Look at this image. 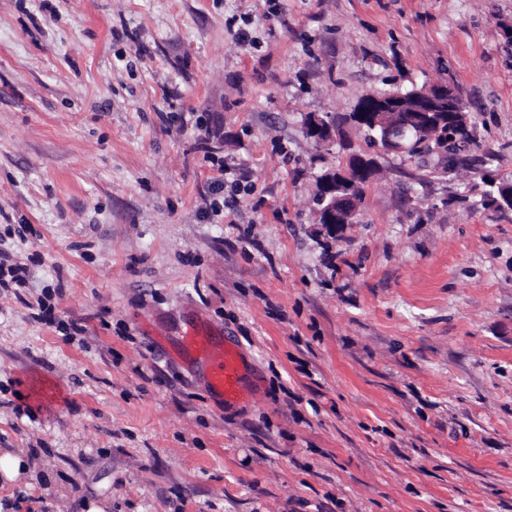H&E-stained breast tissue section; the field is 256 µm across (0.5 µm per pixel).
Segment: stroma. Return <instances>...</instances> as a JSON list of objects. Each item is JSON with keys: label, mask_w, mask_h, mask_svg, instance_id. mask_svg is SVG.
<instances>
[{"label": "stroma", "mask_w": 512, "mask_h": 512, "mask_svg": "<svg viewBox=\"0 0 512 512\" xmlns=\"http://www.w3.org/2000/svg\"><path fill=\"white\" fill-rule=\"evenodd\" d=\"M441 83L479 168L306 133ZM366 150L329 235L316 181ZM485 176L512 180V0H0V261L28 270L0 288V454L41 472L0 512H512ZM193 324L244 348L242 407L179 359Z\"/></svg>", "instance_id": "obj_1"}]
</instances>
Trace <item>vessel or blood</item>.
Here are the masks:
<instances>
[{
  "mask_svg": "<svg viewBox=\"0 0 512 512\" xmlns=\"http://www.w3.org/2000/svg\"><path fill=\"white\" fill-rule=\"evenodd\" d=\"M179 349L204 371L211 393L225 406L245 402L249 365L237 342L217 338L206 329L192 326L180 337Z\"/></svg>",
  "mask_w": 512,
  "mask_h": 512,
  "instance_id": "1",
  "label": "vessel or blood"
}]
</instances>
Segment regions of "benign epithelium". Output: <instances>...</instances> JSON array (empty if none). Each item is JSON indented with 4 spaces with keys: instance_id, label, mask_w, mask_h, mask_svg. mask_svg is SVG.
<instances>
[{
    "instance_id": "benign-epithelium-1",
    "label": "benign epithelium",
    "mask_w": 512,
    "mask_h": 512,
    "mask_svg": "<svg viewBox=\"0 0 512 512\" xmlns=\"http://www.w3.org/2000/svg\"><path fill=\"white\" fill-rule=\"evenodd\" d=\"M450 110L463 112L465 107L448 85L438 84L412 106L397 101L386 102L379 94H369L367 103L357 112L356 120L372 126L377 146L384 152L406 154L415 144L414 138L422 135L423 124L429 122L430 114L438 113L435 121L441 126L448 123L446 112ZM306 124L325 139L332 136L333 125L316 114L309 115ZM376 164L373 157L355 155L349 166L323 173L318 212L325 229L332 232L340 225L357 223L359 203L352 195L356 177L368 174Z\"/></svg>"
}]
</instances>
